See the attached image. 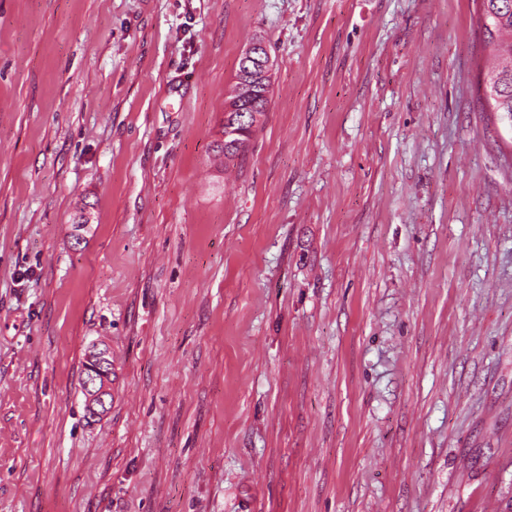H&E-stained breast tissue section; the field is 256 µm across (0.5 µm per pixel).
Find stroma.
Listing matches in <instances>:
<instances>
[{
    "mask_svg": "<svg viewBox=\"0 0 512 512\" xmlns=\"http://www.w3.org/2000/svg\"><path fill=\"white\" fill-rule=\"evenodd\" d=\"M479 5L0 0V512H512ZM258 38L272 100L227 163ZM242 62L244 80L241 82L236 93L241 92V88L251 90V81L269 76L274 61L270 51L264 42H254L239 57ZM92 365L88 376L84 379L85 392L90 409L98 415L105 413L110 404L112 394V353L102 343H96L89 356Z\"/></svg>",
    "mask_w": 512,
    "mask_h": 512,
    "instance_id": "1",
    "label": "stroma"
}]
</instances>
